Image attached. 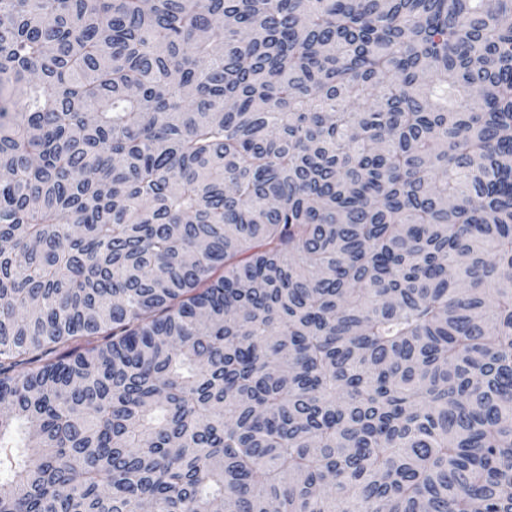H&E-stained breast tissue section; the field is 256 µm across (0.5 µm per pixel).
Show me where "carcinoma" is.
<instances>
[{"instance_id":"obj_1","label":"carcinoma","mask_w":512,"mask_h":512,"mask_svg":"<svg viewBox=\"0 0 512 512\" xmlns=\"http://www.w3.org/2000/svg\"><path fill=\"white\" fill-rule=\"evenodd\" d=\"M0 512H512V0H0Z\"/></svg>"}]
</instances>
